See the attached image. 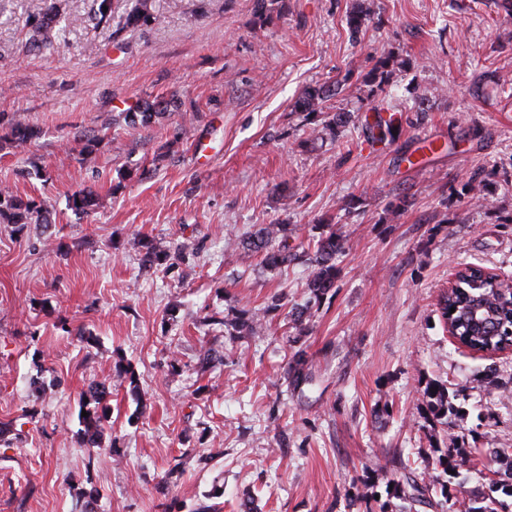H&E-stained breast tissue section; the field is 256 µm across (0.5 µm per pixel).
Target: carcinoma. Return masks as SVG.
<instances>
[{"label":"carcinoma","mask_w":512,"mask_h":512,"mask_svg":"<svg viewBox=\"0 0 512 512\" xmlns=\"http://www.w3.org/2000/svg\"><path fill=\"white\" fill-rule=\"evenodd\" d=\"M29 25L35 43L33 48L41 50L53 46L50 33L58 30L63 35L71 25L90 22L97 27L110 28L118 24L125 28H135L160 22L161 15L154 0H125L122 13H117L114 0H88V11L83 16H73L68 12V0H28ZM180 110V102L175 98L149 101H138L121 112L127 127L136 129L146 127L153 120L168 112ZM400 122L394 118H377L372 130L376 138L383 140L394 135V128ZM100 206V196L89 186H79L68 195V207L76 215H88ZM51 206L46 201L23 199L8 187H0V222L4 224H47ZM238 244L247 252L263 254L265 261L272 267H281L295 259L296 254L288 251V225L264 224L252 233L238 240ZM132 247L140 255L144 266H173V261H184L189 258L186 249L176 251L166 249L151 240L137 238ZM314 254L310 258L313 266L307 286L314 298L320 299L336 285V256L343 252V244L336 237V232L321 234L313 241ZM481 267L466 263L458 271L461 288L444 295L446 309H455L450 314L451 328L457 333L458 341L475 352L487 351L499 347L512 335H495L488 333V327L494 324L509 326L512 310L509 309V298L502 297L500 290L512 285L507 280L484 281L481 288H472L467 281L475 278ZM214 324L230 325L239 333L253 339H261L267 333V309H243L232 319L212 315L209 318ZM115 377L118 386H129V393L136 401L138 415L146 412L138 391L137 376L130 364L120 363L116 366ZM110 392L104 385H96L82 395L80 408L88 416L79 418V435L82 444L87 448L88 459L92 460L100 454V439L106 424L110 421ZM426 408V420L430 423L449 414H458L453 403L449 401L448 387L433 383L425 387L422 393ZM440 459L445 461V471L460 473L465 470L484 476L479 469L481 458L474 456V449H466L454 440L448 441V447L439 449ZM495 463L504 467V471H492L489 478L488 493L481 496L479 505L469 500L458 501L457 512H505L504 501L496 493L500 492L512 497V483L506 484L496 475L503 474L512 480V448H494L491 451Z\"/></svg>","instance_id":"1"}]
</instances>
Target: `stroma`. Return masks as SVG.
<instances>
[{"label":"stroma","mask_w":512,"mask_h":512,"mask_svg":"<svg viewBox=\"0 0 512 512\" xmlns=\"http://www.w3.org/2000/svg\"><path fill=\"white\" fill-rule=\"evenodd\" d=\"M163 21L109 32L85 24L50 51L28 49L27 0H0V127L40 135L0 142V187L49 200V225L0 224V512H193L223 487L218 512L253 495L257 512H366L386 501L404 450L449 499L487 492L448 478L447 438L512 446V350L459 348L437 306L458 266L512 280V17L501 0H159ZM392 61L381 81L380 54ZM337 90L322 113L305 92ZM175 97L181 111L130 129L136 100ZM400 134L371 142L376 116ZM344 116L334 135L327 117ZM101 135L95 169L81 162ZM95 186L103 206L67 197ZM288 225L291 244L332 225L344 243L336 286L316 299L310 267H265L235 234ZM190 250L143 267L129 239ZM269 308L263 340L209 325L214 313ZM308 308L305 331L290 320ZM224 362L197 372L207 347ZM304 351L310 381L285 384ZM131 363L147 404L113 388L105 441L89 459L76 437L80 395ZM179 373H172L171 363ZM495 369L504 395L488 396ZM458 391L465 417L425 423L422 392ZM482 406L484 419L473 408ZM179 472H172L174 460ZM68 207L74 214L89 215L100 206V196L97 191L89 186H79L68 195ZM80 202V206H77Z\"/></svg>","instance_id":"1"}]
</instances>
